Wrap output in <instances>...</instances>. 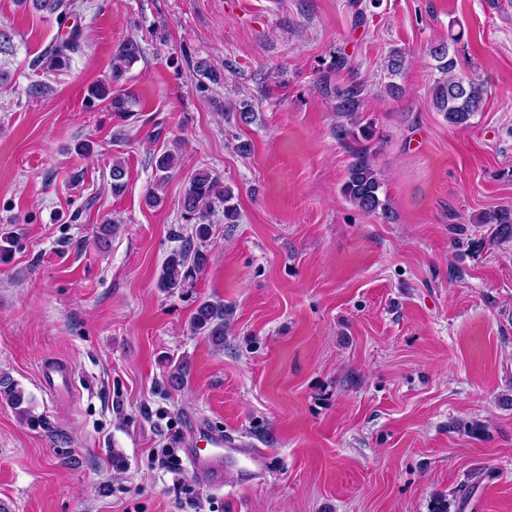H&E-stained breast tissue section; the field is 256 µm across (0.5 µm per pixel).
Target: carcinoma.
<instances>
[{
    "label": "carcinoma",
    "mask_w": 512,
    "mask_h": 512,
    "mask_svg": "<svg viewBox=\"0 0 512 512\" xmlns=\"http://www.w3.org/2000/svg\"><path fill=\"white\" fill-rule=\"evenodd\" d=\"M37 11L56 13L67 8V0H22ZM456 36L448 34V41L435 44L430 49L431 57L437 62L441 73L431 90V104L442 113L448 125L467 127L471 119L482 110L485 100L483 85L469 74L457 69V60L450 54V43ZM78 49V36L72 34L56 42L48 55L49 67L61 69L69 65L71 54ZM142 47L135 40L123 43L112 58V75L109 80L92 85L88 89V107L95 102L107 103L114 112H126L127 98L112 94V84L119 82L132 63L141 57ZM407 64L406 53L392 49L384 60V70L390 82L385 84L386 93L398 98L403 89L393 82L401 75ZM365 88L354 85L336 92V111L348 118V125L336 130L339 139L344 140L361 134L369 139V129L358 126L357 112L364 101ZM157 184H162L168 173L176 166V157L166 151L152 157ZM383 179L372 162L370 149L360 145L351 150V161L345 178L340 186L341 196L359 210L366 213L388 215L387 201L381 198ZM233 192L223 185L220 179L210 172L201 170L188 180L181 199V220L189 225L190 233L181 238V244L166 257L160 278V287L173 292L185 287L194 279V274L202 271L209 262L206 246L213 235L210 216L215 208L222 209L224 223L235 224L238 210L231 204ZM482 224L493 226L494 238L500 241L512 239V211L507 209L488 210L479 217ZM229 310L222 302L202 301L195 309L191 319L194 333L204 338L216 350L224 348V335L227 329ZM167 384L173 389L181 388L191 374V363L181 357L169 359ZM0 401L6 402L21 419L39 427L46 425L42 417L33 414L32 399L6 372L0 373Z\"/></svg>",
    "instance_id": "1"
}]
</instances>
